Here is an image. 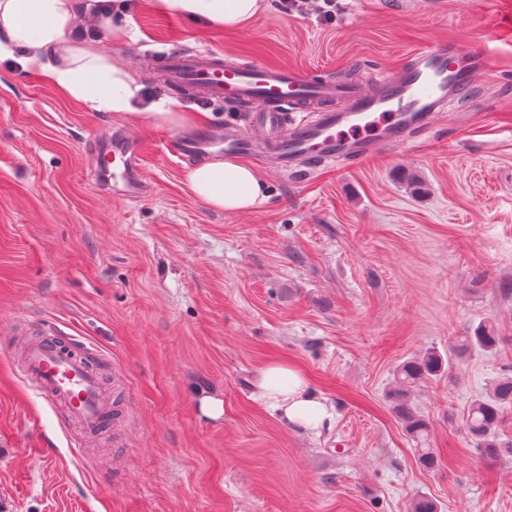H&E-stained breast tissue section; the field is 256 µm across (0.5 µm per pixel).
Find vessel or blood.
<instances>
[{
  "instance_id": "1",
  "label": "vessel or blood",
  "mask_w": 512,
  "mask_h": 512,
  "mask_svg": "<svg viewBox=\"0 0 512 512\" xmlns=\"http://www.w3.org/2000/svg\"><path fill=\"white\" fill-rule=\"evenodd\" d=\"M165 89L200 101L251 102L247 129L234 126L171 140L170 150L193 158L219 146L225 153L274 163L300 173L317 162L343 157L357 161L378 146L398 147L429 128L448 99L463 96L477 73L490 72L492 56L481 46L464 49L437 42L411 50L394 77L378 76L375 89L333 80L304 69L252 60L236 64L201 50H174L156 61ZM142 141L113 130L95 149V173L113 197L138 200L151 191L141 171ZM96 352L46 336L21 350V371L42 398L62 406L81 430L71 445L83 456L89 442L104 440L116 407Z\"/></svg>"
}]
</instances>
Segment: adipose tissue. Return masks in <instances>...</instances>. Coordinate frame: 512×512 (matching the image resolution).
Returning <instances> with one entry per match:
<instances>
[{
    "instance_id": "1",
    "label": "adipose tissue",
    "mask_w": 512,
    "mask_h": 512,
    "mask_svg": "<svg viewBox=\"0 0 512 512\" xmlns=\"http://www.w3.org/2000/svg\"><path fill=\"white\" fill-rule=\"evenodd\" d=\"M164 14L195 20L210 30L238 29L268 8L267 0H152ZM106 23L91 0H0V60L18 59L45 83L96 112L144 115L156 127L186 129L201 117L160 100L139 112L140 84L126 63L74 36L77 26ZM184 181L193 196L227 214L258 209L268 199L265 181L252 166L212 158L187 167ZM259 395L280 418L305 429L332 419V408L309 380L282 362L268 364L258 381Z\"/></svg>"
}]
</instances>
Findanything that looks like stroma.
<instances>
[{"mask_svg":"<svg viewBox=\"0 0 512 512\" xmlns=\"http://www.w3.org/2000/svg\"><path fill=\"white\" fill-rule=\"evenodd\" d=\"M112 19L129 37L82 36L126 59L145 106L167 92L144 64L172 48L367 85L433 41L485 46L495 67L411 145L303 177L258 166L268 201L227 215L191 195L161 129L1 61L0 512H408L419 495L438 512H512V458L465 427L512 368V0H336L328 17L269 0L223 32L114 0ZM116 126L148 146L139 201L92 176ZM486 321L497 348L459 349ZM52 332L111 362L116 446L72 458L60 413L16 375L12 342ZM430 350L450 364L409 399L429 423L427 469L393 391ZM276 361L307 376L330 425H291L258 398Z\"/></svg>","mask_w":512,"mask_h":512,"instance_id":"obj_1","label":"stroma"}]
</instances>
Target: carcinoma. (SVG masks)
<instances>
[{
	"label": "carcinoma",
	"mask_w": 512,
	"mask_h": 512,
	"mask_svg": "<svg viewBox=\"0 0 512 512\" xmlns=\"http://www.w3.org/2000/svg\"><path fill=\"white\" fill-rule=\"evenodd\" d=\"M467 345L488 352L496 349L498 336L494 324L487 322L479 325L474 330L473 336L467 339ZM442 369V358L435 353H427L420 359L403 365L397 374L396 395L402 398V402L397 405V411L405 421L407 433L421 445L418 449L419 462L427 467L436 462L431 449L422 447L427 440L429 426L413 412L403 398L411 389L438 375ZM510 403H512V374L506 373L496 380L487 397L477 399L471 405L466 419V428L476 448L482 453L495 457H512V443H499L492 437L502 405Z\"/></svg>",
	"instance_id": "carcinoma-1"
}]
</instances>
